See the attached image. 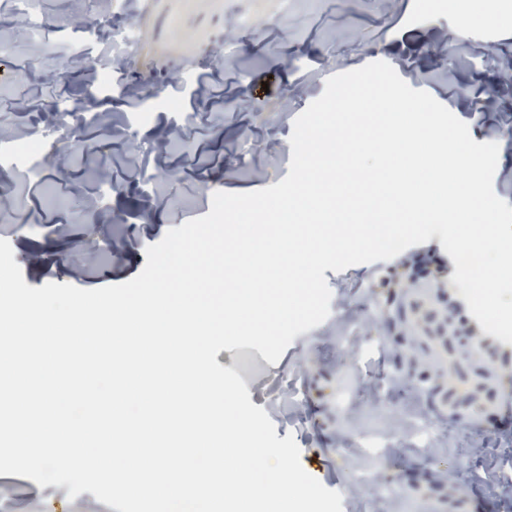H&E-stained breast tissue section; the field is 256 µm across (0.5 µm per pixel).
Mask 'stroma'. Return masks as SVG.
Instances as JSON below:
<instances>
[{
    "mask_svg": "<svg viewBox=\"0 0 512 512\" xmlns=\"http://www.w3.org/2000/svg\"><path fill=\"white\" fill-rule=\"evenodd\" d=\"M112 2L40 0L24 29L14 0L0 5V125L54 140L65 162L0 187V226L31 287L81 286L88 253L102 257L100 285L126 282L148 246L209 212L215 192L279 183L294 122L329 73L386 62L479 143L512 113L502 72L512 0H467L456 41L445 37L462 14L456 0H294L288 19L277 0H123L118 13ZM119 29L136 47L123 67L110 46ZM230 57L250 73L248 93L225 67ZM105 98L133 129L143 178L114 165L119 143L64 128L68 113ZM454 272L436 236L389 261L325 270L328 318L277 363L248 347L216 356L254 406L271 409L285 392L297 402L298 421L273 417L276 435H294L306 472L341 493L343 512H436L476 496L488 512H512V344L483 339ZM444 317L468 339V356L437 341ZM68 491L0 475V512H29L38 493L46 512H82L93 498Z\"/></svg>",
    "mask_w": 512,
    "mask_h": 512,
    "instance_id": "35a3bbf8",
    "label": "stroma"
}]
</instances>
